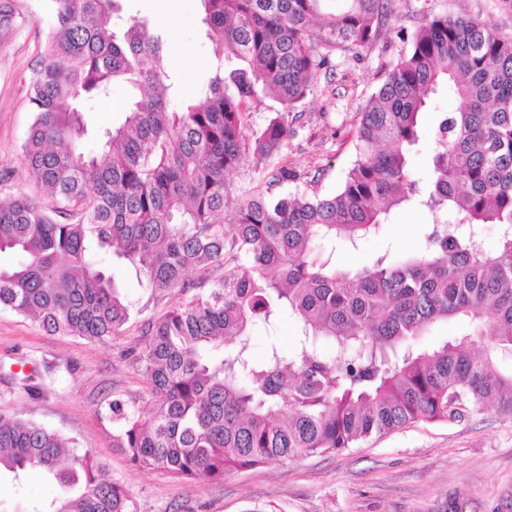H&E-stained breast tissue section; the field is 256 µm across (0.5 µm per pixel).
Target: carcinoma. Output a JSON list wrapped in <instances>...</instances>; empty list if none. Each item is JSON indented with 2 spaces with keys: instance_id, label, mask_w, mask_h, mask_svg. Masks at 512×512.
<instances>
[{
  "instance_id": "carcinoma-1",
  "label": "carcinoma",
  "mask_w": 512,
  "mask_h": 512,
  "mask_svg": "<svg viewBox=\"0 0 512 512\" xmlns=\"http://www.w3.org/2000/svg\"><path fill=\"white\" fill-rule=\"evenodd\" d=\"M201 2L216 65L204 101L175 107L161 31L144 19L114 29L121 0H48L53 34L32 78L23 152L55 206L0 199V254L16 257L0 265V308L50 334L119 336L135 303L99 269L105 257L156 302L186 295L144 323V347L130 350L149 412L108 404L130 461L182 479L339 452L490 406L512 414V373L497 367L512 353V37L486 19H425L360 112L355 160L336 192L253 196L225 224L243 155L280 154L331 49L372 44L396 3L345 0L325 15L324 0ZM116 79L147 94L86 151L81 104ZM448 85L460 105L438 120L422 182L409 150L429 99ZM260 94L282 110L251 131L245 114ZM267 176L271 188L300 179L285 167ZM400 208L430 219L413 254L352 271L317 251L320 241L358 247ZM486 224L499 230L494 250ZM283 315L294 346L273 340L253 355L252 327ZM450 320L464 331L421 345ZM31 470L66 491L32 512H134L90 452L0 413V474L18 481Z\"/></svg>"
}]
</instances>
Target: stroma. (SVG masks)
<instances>
[{
	"label": "stroma",
	"mask_w": 512,
	"mask_h": 512,
	"mask_svg": "<svg viewBox=\"0 0 512 512\" xmlns=\"http://www.w3.org/2000/svg\"><path fill=\"white\" fill-rule=\"evenodd\" d=\"M201 13L200 0H123L121 12L123 20L145 18L165 32L168 66L180 95L197 102L214 65ZM440 13L487 18L512 34V0H397L370 46L337 43L331 70L317 73L310 94L294 110L295 134L274 160L301 175L288 183V191L309 185L322 195L335 192L355 159L360 112L409 50L406 34ZM51 33L45 0H0V198L23 195L46 207L51 200L22 146L33 121L31 80ZM132 96L117 82L107 101L84 102L91 132L99 136L118 124ZM458 105L447 87L432 98L410 152L417 176L427 172L440 112ZM427 221L422 211H398L379 235L355 249L337 246L336 256L354 269L387 252L414 251ZM123 287L144 307L122 335L106 343L51 335L37 321L0 309V364L24 360L55 372L33 394L0 381V411L22 415L91 450L107 477L128 491L134 512H512V416L492 410L420 423L339 453L233 470L220 480L185 481L138 468L117 448L121 425L105 417L104 407L115 399L138 401L145 385L128 352L143 341L142 323L183 296L176 292L158 303L148 301L131 274ZM56 494L39 472L20 484L4 476L0 512H29L33 501Z\"/></svg>",
	"instance_id": "stroma-1"
}]
</instances>
